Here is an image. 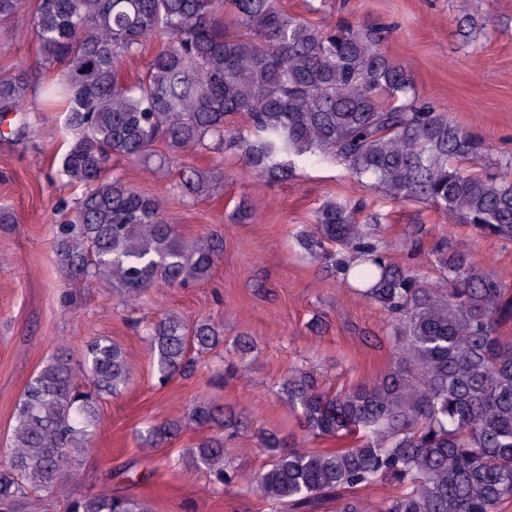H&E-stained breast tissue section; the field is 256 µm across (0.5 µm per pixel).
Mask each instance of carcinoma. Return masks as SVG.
Returning <instances> with one entry per match:
<instances>
[{
    "label": "carcinoma",
    "mask_w": 512,
    "mask_h": 512,
    "mask_svg": "<svg viewBox=\"0 0 512 512\" xmlns=\"http://www.w3.org/2000/svg\"><path fill=\"white\" fill-rule=\"evenodd\" d=\"M23 0H0V22L19 18ZM229 7L235 31L224 21ZM40 64L56 75L44 95L63 104L60 135L74 136L60 173L85 193L55 225L59 265L75 280L126 295L187 286L212 274L219 247L187 243L164 222L161 202L107 174L112 159L141 160L162 141L173 155L224 147V120L248 122L231 142L259 178L286 180L297 161L331 155L356 181L398 199L461 218L481 234L512 239V181L471 170L476 143L438 105L419 98L412 77L380 48L377 29H319L275 0H39L31 17ZM160 46L142 78L128 83L123 59L149 38ZM33 79L25 67L0 78V112L24 111ZM210 177L180 171L178 187L206 191ZM364 206L327 202L300 244L312 257L334 244L347 286L390 320L399 369L351 392L321 390L298 373L283 383L316 439L336 448L282 449L263 434L269 461L256 489L277 509L364 512L360 491L383 480L394 492L381 512H494L512 498V344L496 336L512 318V292L465 255L439 252L448 289L427 287L414 269L388 261L361 221ZM164 383L195 371V355L223 342L206 321L168 315L147 328ZM88 383L77 382L69 354L53 356L29 380L0 450V512H18L30 494L77 476L72 462L94 452L102 396L130 380L124 351L109 339L83 350ZM188 419L215 434L189 452L183 473H206L217 489L233 484L224 467V431L238 426L209 402ZM178 421L150 426L163 444ZM65 512H149L142 501L101 493L70 501Z\"/></svg>",
    "instance_id": "obj_1"
}]
</instances>
